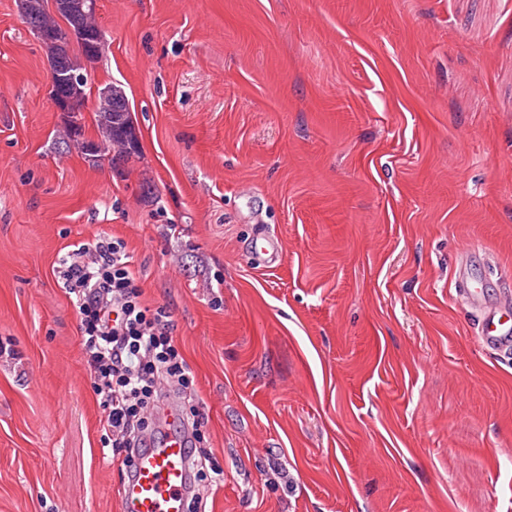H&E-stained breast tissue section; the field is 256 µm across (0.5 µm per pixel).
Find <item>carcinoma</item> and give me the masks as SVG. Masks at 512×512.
<instances>
[{"instance_id":"cac0c4a2","label":"carcinoma","mask_w":512,"mask_h":512,"mask_svg":"<svg viewBox=\"0 0 512 512\" xmlns=\"http://www.w3.org/2000/svg\"><path fill=\"white\" fill-rule=\"evenodd\" d=\"M20 8L23 21H28L30 17L37 19L35 35L47 51L50 66L69 65L74 71L72 83L55 86L51 97L67 102L75 99L73 104L63 106L61 110L69 114L67 136L76 141L82 135V112L91 94V87L88 86V72L73 59L69 45L71 41H76L81 55L86 56L94 47L101 45V30L95 22L94 14L75 10L67 4V0H56L58 14L67 23L65 28L48 15L44 0H21ZM94 123L97 140L91 142V145L95 151L100 154L113 150L123 152L128 144L132 123L126 96L117 90L112 96V103L98 101L94 108Z\"/></svg>"}]
</instances>
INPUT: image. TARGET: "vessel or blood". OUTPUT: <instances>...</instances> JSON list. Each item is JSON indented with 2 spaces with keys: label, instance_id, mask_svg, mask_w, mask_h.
Returning a JSON list of instances; mask_svg holds the SVG:
<instances>
[{
  "label": "vessel or blood",
  "instance_id": "obj_1",
  "mask_svg": "<svg viewBox=\"0 0 512 512\" xmlns=\"http://www.w3.org/2000/svg\"><path fill=\"white\" fill-rule=\"evenodd\" d=\"M255 255L261 265L281 264L284 252L278 237L260 235ZM471 251L460 256L454 280L455 292L477 318L479 344L497 354H512V294H489L474 279L469 267ZM166 423L160 432L143 437L144 446L133 456L128 476L116 488L119 512H188L193 477L188 436L180 425L177 401L165 407Z\"/></svg>",
  "mask_w": 512,
  "mask_h": 512
}]
</instances>
